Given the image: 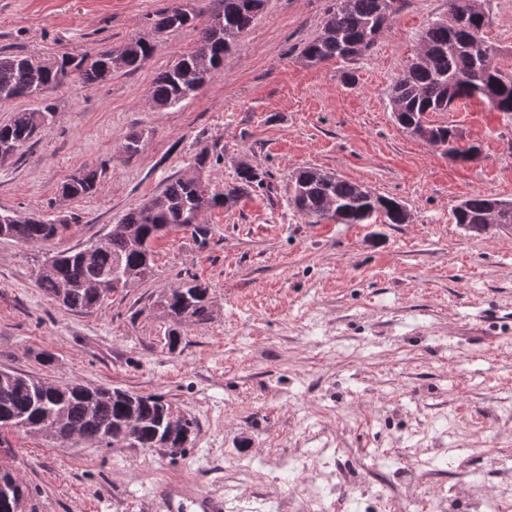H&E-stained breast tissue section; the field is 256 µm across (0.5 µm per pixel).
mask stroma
<instances>
[{"label":"stroma","instance_id":"stroma-1","mask_svg":"<svg viewBox=\"0 0 512 512\" xmlns=\"http://www.w3.org/2000/svg\"><path fill=\"white\" fill-rule=\"evenodd\" d=\"M194 26L158 35L171 0H0V55L54 59L156 42L139 70L51 92L52 123L0 163V213L65 222L42 245L0 238V370L50 383L161 394L197 428L184 454L104 448L0 428V468L30 490L25 512H159L161 485L227 497V512H304L301 483L337 462L374 473L363 512L382 487L425 461L467 512L475 491L512 479V226L467 233L452 216L465 198L512 200V114L470 100L434 115L454 126L456 161L397 122L388 90L448 0H405L359 60L311 64L335 0H266L224 66L179 105L146 103L155 75L199 44L217 0H191ZM487 44L512 68V0H487ZM144 146L123 151L130 134ZM219 161L210 189L240 162L265 187L204 213L207 244L178 228L153 244L151 278L76 312L38 284L51 254L104 239L132 207L183 174L196 153ZM103 168L96 194L63 200L62 182ZM316 167L403 203L406 224L305 223L291 175ZM209 289L203 323L173 324L157 305L179 276ZM180 341L168 349L167 337Z\"/></svg>","mask_w":512,"mask_h":512}]
</instances>
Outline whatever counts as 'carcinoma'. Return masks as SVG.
<instances>
[{
    "instance_id": "carcinoma-1",
    "label": "carcinoma",
    "mask_w": 512,
    "mask_h": 512,
    "mask_svg": "<svg viewBox=\"0 0 512 512\" xmlns=\"http://www.w3.org/2000/svg\"><path fill=\"white\" fill-rule=\"evenodd\" d=\"M220 7L201 31L199 45L159 72L147 92L152 107L168 109L195 93V76L205 84L224 64V54L250 28L264 0H219ZM487 0H448V15L434 20L419 35L415 55L407 62L390 89L392 109L404 117L401 127L455 160H465L475 148L455 147L458 131L427 121L430 112H447L460 100L478 98L496 111L512 114V71L496 63L495 49L484 41L489 24ZM403 0H338L320 36L308 42L303 56L310 63L332 58L353 61L367 52L401 10ZM194 10L171 6L156 21L157 32L173 33L191 25ZM156 44L131 38L123 45L100 51L92 62L86 56L63 55L50 66L36 64L28 56L0 55V102L39 97L47 87H57L71 76L84 85H99L114 72H134L153 56ZM55 113L54 105L14 113L0 124V145L17 154L38 132L42 116ZM211 152L195 155L192 170L166 184L163 191L129 209L112 231L99 242L91 257L82 251L59 252L48 257L39 285L52 299L77 311L93 309L94 286L109 284L115 269L132 281L151 277L152 243L167 229L183 228L204 244L207 226L187 222L192 202L207 196L208 207H227L248 190L264 183V175L251 165L238 167V180L222 193H212L204 179ZM290 204L308 224L332 220L338 224H407L410 215L397 200L378 195L367 186L339 174L309 167L291 175ZM101 188V175L84 169L61 185V194L72 199L93 195ZM455 223L476 235L495 224H512V200L482 194L461 201L453 210ZM5 237L25 244H42L56 238L63 225L40 217L14 219L1 224ZM161 302L171 319L203 323L210 318L208 288L193 277L171 285ZM171 403L160 394L135 393L122 388L99 387L82 395L67 385H56L9 371H0V426L23 424L31 432L48 430L67 440L77 437L107 448L124 445L127 437L138 448H166L172 455L183 452L176 434L196 428L193 419L172 420ZM28 488L11 471L0 469V512H8L6 500L24 496Z\"/></svg>"
}]
</instances>
